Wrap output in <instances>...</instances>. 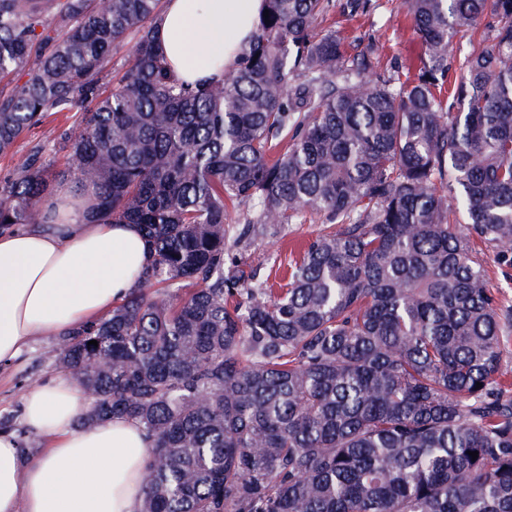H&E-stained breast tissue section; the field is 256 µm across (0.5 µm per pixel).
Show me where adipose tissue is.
<instances>
[{
  "instance_id": "obj_1",
  "label": "adipose tissue",
  "mask_w": 512,
  "mask_h": 512,
  "mask_svg": "<svg viewBox=\"0 0 512 512\" xmlns=\"http://www.w3.org/2000/svg\"><path fill=\"white\" fill-rule=\"evenodd\" d=\"M265 0H166L158 42L179 81H218L245 51ZM58 223L0 235V362L41 336L107 314L149 260L138 226L79 223L87 206L58 191ZM85 395L58 375L30 389L22 419L47 447L22 457L0 431V512H139L151 443L135 421L76 428Z\"/></svg>"
}]
</instances>
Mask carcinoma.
I'll use <instances>...</instances> for the list:
<instances>
[{
    "mask_svg": "<svg viewBox=\"0 0 512 512\" xmlns=\"http://www.w3.org/2000/svg\"><path fill=\"white\" fill-rule=\"evenodd\" d=\"M370 2L265 0L237 67L191 86L157 45L161 0H0V155L79 113L0 177V233L53 223L55 184L93 196L77 222L149 246L54 360L88 399L78 426L126 417L153 443L139 512H512V311L480 258L512 267V0H401L420 64L384 72L375 42L314 33ZM309 209L336 228L282 288L243 270L233 247ZM74 112H60L51 116L47 123L33 127L29 132L25 133L15 144L13 148L14 156L11 159L0 158V176L7 172L14 162L25 156L28 151L38 143L45 140L46 131L51 126H63L70 124L74 118H71Z\"/></svg>",
    "mask_w": 512,
    "mask_h": 512,
    "instance_id": "cac0c4a2",
    "label": "carcinoma"
}]
</instances>
